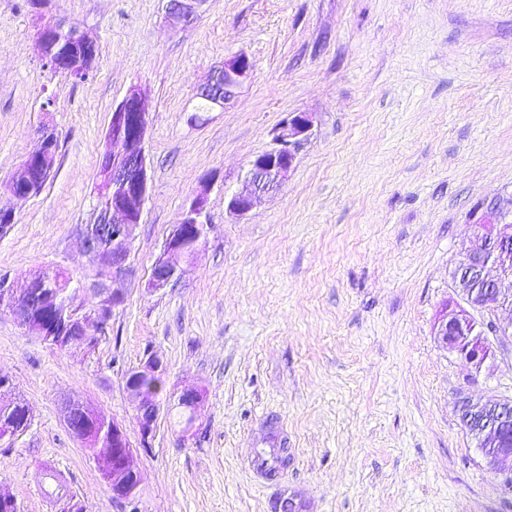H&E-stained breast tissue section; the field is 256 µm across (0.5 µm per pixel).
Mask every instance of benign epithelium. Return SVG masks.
I'll use <instances>...</instances> for the list:
<instances>
[{"label":"benign epithelium","instance_id":"obj_1","mask_svg":"<svg viewBox=\"0 0 512 512\" xmlns=\"http://www.w3.org/2000/svg\"><path fill=\"white\" fill-rule=\"evenodd\" d=\"M207 0H169L167 21L173 27L185 26L196 19ZM39 47L46 65L70 78L88 75L98 56V44L87 33L62 20L48 22L38 31ZM253 65L245 55L224 59L201 95L210 102V109L222 108L230 102L249 79ZM149 113L142 104V91L130 89L124 100L113 110L106 137L110 144L120 146L119 152L105 153L99 162L96 186L112 189V201L101 212L92 229L83 237V250L99 259L105 275L113 280L126 270L133 240L134 227L140 223L149 192V170L145 155V137ZM313 114L297 112L282 127L275 138V147L257 155L250 163L248 186L230 197L228 211L241 219L254 207L257 199L279 189L292 168L300 146L310 136ZM56 162L55 141L46 130L41 148L30 155L14 173L10 190L19 199L38 193L45 175L52 173ZM207 189H202L182 213L167 238L162 253L155 262L149 287L159 289L183 273L182 263L191 259L208 233L203 220ZM473 245L466 260L456 269L454 290L465 303L446 312L435 327L438 342L464 362L479 370L492 356L491 345L480 329L473 312L487 308L497 300L501 308L512 315V224L488 222L474 225ZM121 300L117 292H101L95 308L89 310L72 300L61 313L70 335L79 344L91 347L96 335L106 325L101 311L110 310ZM3 304L29 331L38 327L34 308L20 299L8 286L4 287ZM160 361L150 358L127 375V390L137 404L141 428L140 447H150L149 439L155 429L159 412L157 399L138 392L134 381L139 377L156 375ZM479 448L484 450L486 467L502 484L512 489V441L506 442L500 425L479 432ZM137 448L130 442L124 428L112 422V447L102 448L97 460L112 461V480L107 487L112 499L129 503L143 481L136 463ZM257 467L276 474L288 466V449L273 448L270 458L257 455Z\"/></svg>","mask_w":512,"mask_h":512}]
</instances>
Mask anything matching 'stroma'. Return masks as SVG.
<instances>
[{"label":"stroma","instance_id":"35a3bbf8","mask_svg":"<svg viewBox=\"0 0 512 512\" xmlns=\"http://www.w3.org/2000/svg\"><path fill=\"white\" fill-rule=\"evenodd\" d=\"M167 0H53L99 45L83 80L40 56L29 0H0V273L16 289L65 272L82 303L103 279L81 249L113 109L141 87L149 197L122 300L93 348L57 349L0 311V373L31 423L0 442V491L20 512H512L462 425L463 398L512 400V335L479 370L443 349L453 272L475 225L512 222V0H208L171 29ZM249 80L224 108L198 92L225 58ZM314 127L281 188L227 211L251 161L294 113ZM57 137L54 170L9 184ZM209 185L205 245L175 286L148 280L182 212ZM162 363L165 395L199 391L193 428L162 403L134 504L113 501L67 406L105 412L139 444L128 371ZM288 451L278 476L258 452ZM52 136V132L46 128L39 151L25 159L14 173L10 190L18 199L36 195L39 192L37 187L45 175L50 177L56 162L55 142L57 147V140L54 141Z\"/></svg>","mask_w":512,"mask_h":512}]
</instances>
